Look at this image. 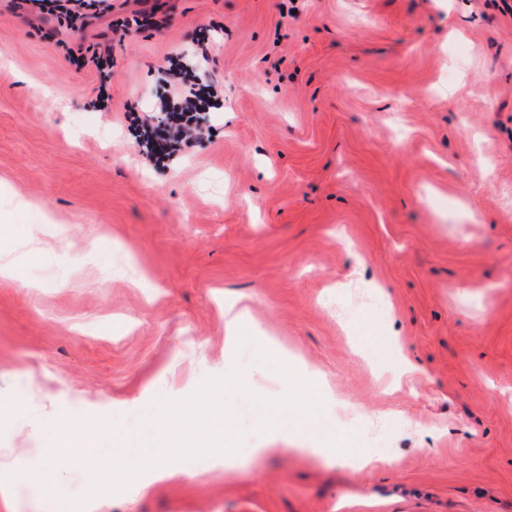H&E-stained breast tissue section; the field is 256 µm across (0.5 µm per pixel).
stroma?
<instances>
[{"instance_id": "35a3bbf8", "label": "stroma", "mask_w": 512, "mask_h": 512, "mask_svg": "<svg viewBox=\"0 0 512 512\" xmlns=\"http://www.w3.org/2000/svg\"><path fill=\"white\" fill-rule=\"evenodd\" d=\"M152 8L161 29L112 45ZM107 44L103 110L67 50ZM201 48L224 106L155 165L135 128L159 69ZM0 57V512H53L22 464L58 419L66 512H512L500 0H112L80 31L0 0ZM259 345L315 384L329 430L258 431L241 399L238 454L94 492L155 398L234 366L282 396Z\"/></svg>"}]
</instances>
